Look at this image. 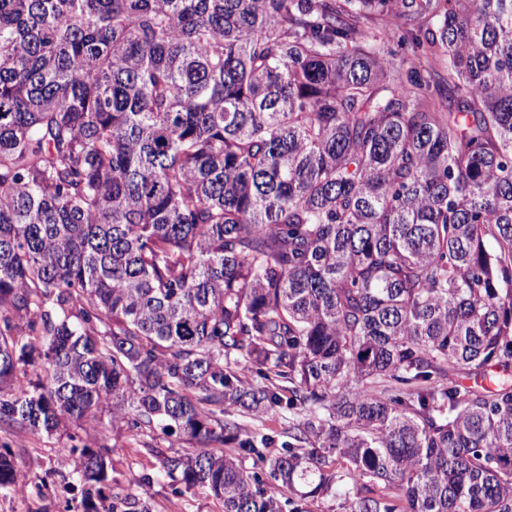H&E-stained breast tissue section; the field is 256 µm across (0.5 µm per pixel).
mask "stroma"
Segmentation results:
<instances>
[{"label": "stroma", "mask_w": 512, "mask_h": 512, "mask_svg": "<svg viewBox=\"0 0 512 512\" xmlns=\"http://www.w3.org/2000/svg\"><path fill=\"white\" fill-rule=\"evenodd\" d=\"M94 442L110 448L120 474V492L148 493L156 512H224L222 502L204 490L173 494L167 479L159 473L158 461L145 450L149 444L188 450L182 437L158 431L135 434L113 429L108 423L90 432L72 425L51 436L16 428L0 431V445H7L28 483L22 497L0 491V512H66L78 504L83 487L73 473L70 449Z\"/></svg>", "instance_id": "1"}]
</instances>
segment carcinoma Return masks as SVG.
<instances>
[{
    "label": "carcinoma",
    "instance_id": "1",
    "mask_svg": "<svg viewBox=\"0 0 512 512\" xmlns=\"http://www.w3.org/2000/svg\"><path fill=\"white\" fill-rule=\"evenodd\" d=\"M487 367L512 0H0V427L176 429L149 451L224 512H512V381L458 382ZM71 452L81 512H154ZM288 411L286 407L275 408L265 414H250L239 417V420L248 435L269 434L275 436L278 442L288 440V421L298 417L297 411Z\"/></svg>",
    "mask_w": 512,
    "mask_h": 512
}]
</instances>
